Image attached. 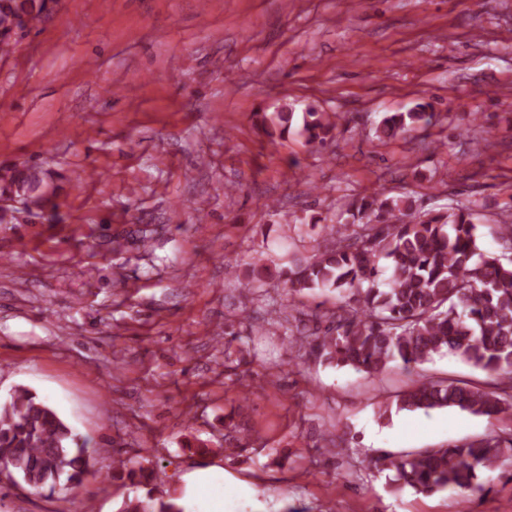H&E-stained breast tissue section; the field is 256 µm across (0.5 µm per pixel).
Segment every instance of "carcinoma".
<instances>
[{"label": "carcinoma", "mask_w": 512, "mask_h": 512, "mask_svg": "<svg viewBox=\"0 0 512 512\" xmlns=\"http://www.w3.org/2000/svg\"><path fill=\"white\" fill-rule=\"evenodd\" d=\"M56 0H0V37L15 20L25 26L42 21ZM435 113L418 103L408 112L385 116L378 140L427 130ZM295 112L288 106L263 114L262 131L284 138ZM339 117L309 109L300 134L309 145L335 137ZM47 195L41 172L16 169L3 179L0 200ZM344 221L312 218L320 241L304 262L281 268L292 304L318 294L336 293V310L325 314L321 331L306 324L289 330V338L321 364L349 366L370 376L393 362L413 370L436 356L451 354L487 373L489 382L419 378L403 391L396 411L457 409L475 416L512 410V222L495 227L497 252L482 245L480 214L450 203L423 210L419 200L384 191L354 196ZM265 264L252 266L243 291L262 296L271 278ZM512 455V434L487 435L448 448L394 453L380 450L367 467L393 473L392 486L421 493L453 489L468 497L489 492L503 458ZM93 455L57 411L25 387L0 401V465L13 479L35 491H72L83 484ZM119 468L145 486L162 481L155 468ZM120 512H185L171 496L125 500Z\"/></svg>", "instance_id": "obj_1"}]
</instances>
